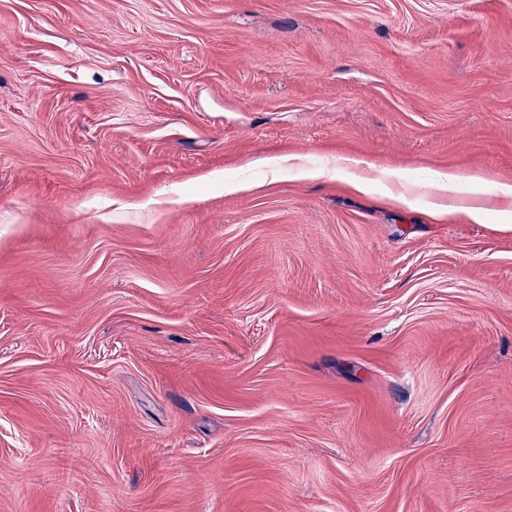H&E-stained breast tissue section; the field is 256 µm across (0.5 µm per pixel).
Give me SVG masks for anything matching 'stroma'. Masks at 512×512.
<instances>
[{
  "instance_id": "stroma-1",
  "label": "stroma",
  "mask_w": 512,
  "mask_h": 512,
  "mask_svg": "<svg viewBox=\"0 0 512 512\" xmlns=\"http://www.w3.org/2000/svg\"><path fill=\"white\" fill-rule=\"evenodd\" d=\"M445 169L512 182V0H0V512H512ZM296 160L297 158L293 156L282 159L279 167L272 171L273 176L277 177L283 171L288 172V168L295 170V175L298 178L310 181L333 180L341 173V168L338 166L336 168H307L294 163Z\"/></svg>"
}]
</instances>
